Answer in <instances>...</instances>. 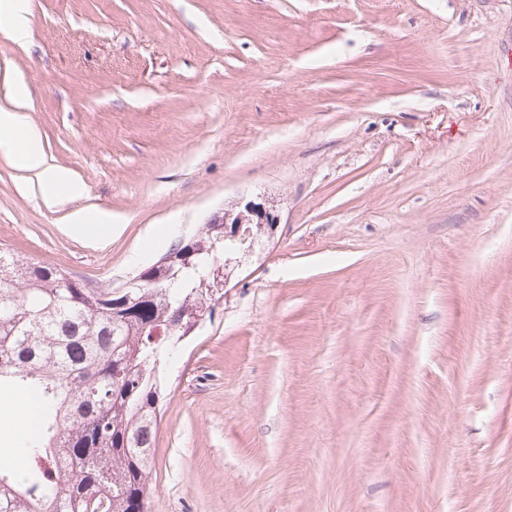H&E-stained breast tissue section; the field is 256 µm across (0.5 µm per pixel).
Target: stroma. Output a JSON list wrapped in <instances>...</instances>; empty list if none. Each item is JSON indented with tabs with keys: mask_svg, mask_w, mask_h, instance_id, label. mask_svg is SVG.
<instances>
[{
	"mask_svg": "<svg viewBox=\"0 0 512 512\" xmlns=\"http://www.w3.org/2000/svg\"><path fill=\"white\" fill-rule=\"evenodd\" d=\"M27 6L0 103L82 192L0 154V248L113 289L276 207L160 371L154 512H512V0Z\"/></svg>",
	"mask_w": 512,
	"mask_h": 512,
	"instance_id": "stroma-1",
	"label": "stroma"
}]
</instances>
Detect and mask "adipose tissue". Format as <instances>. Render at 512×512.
<instances>
[{"mask_svg":"<svg viewBox=\"0 0 512 512\" xmlns=\"http://www.w3.org/2000/svg\"><path fill=\"white\" fill-rule=\"evenodd\" d=\"M28 100L27 88L20 85L0 106V154L34 175L43 202L51 207L77 194L79 187L66 170L48 162L39 132L24 122Z\"/></svg>","mask_w":512,"mask_h":512,"instance_id":"obj_1","label":"adipose tissue"}]
</instances>
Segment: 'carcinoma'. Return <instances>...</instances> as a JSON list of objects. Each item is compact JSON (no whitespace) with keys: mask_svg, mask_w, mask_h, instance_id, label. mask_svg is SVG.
<instances>
[{"mask_svg":"<svg viewBox=\"0 0 512 512\" xmlns=\"http://www.w3.org/2000/svg\"><path fill=\"white\" fill-rule=\"evenodd\" d=\"M215 225L152 264L135 304L0 249V391L27 394L26 430L0 445V512H148L162 359L186 309L212 297Z\"/></svg>","mask_w":512,"mask_h":512,"instance_id":"1","label":"carcinoma"}]
</instances>
